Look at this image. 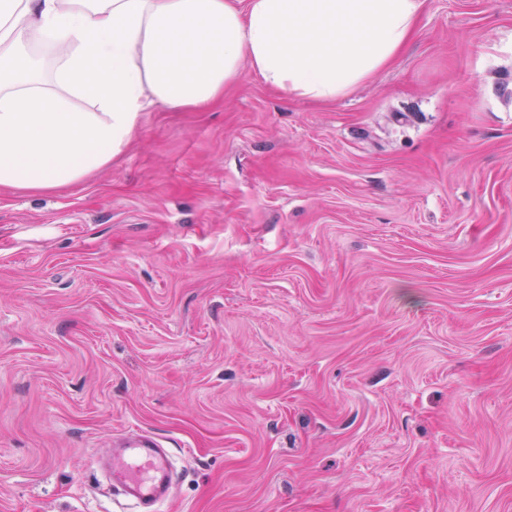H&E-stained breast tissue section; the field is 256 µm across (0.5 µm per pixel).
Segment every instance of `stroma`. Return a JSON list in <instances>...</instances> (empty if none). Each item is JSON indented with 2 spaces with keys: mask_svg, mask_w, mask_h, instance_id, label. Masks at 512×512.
Wrapping results in <instances>:
<instances>
[{
  "mask_svg": "<svg viewBox=\"0 0 512 512\" xmlns=\"http://www.w3.org/2000/svg\"><path fill=\"white\" fill-rule=\"evenodd\" d=\"M512 512V0H426L333 101L251 69L0 188V512ZM122 440L123 451L112 458L113 479L125 486L140 504L156 506L167 500L173 483L167 455L151 449L156 446L147 433L126 434Z\"/></svg>",
  "mask_w": 512,
  "mask_h": 512,
  "instance_id": "stroma-1",
  "label": "stroma"
}]
</instances>
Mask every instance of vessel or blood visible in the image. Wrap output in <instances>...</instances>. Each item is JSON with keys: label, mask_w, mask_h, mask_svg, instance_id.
Listing matches in <instances>:
<instances>
[{"label": "vessel or blood", "mask_w": 512, "mask_h": 512, "mask_svg": "<svg viewBox=\"0 0 512 512\" xmlns=\"http://www.w3.org/2000/svg\"><path fill=\"white\" fill-rule=\"evenodd\" d=\"M124 449L112 458V477L125 486L142 504L158 505L165 501L173 483L167 455L153 448L148 434L123 437Z\"/></svg>", "instance_id": "1"}]
</instances>
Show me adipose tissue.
<instances>
[{"mask_svg": "<svg viewBox=\"0 0 512 512\" xmlns=\"http://www.w3.org/2000/svg\"><path fill=\"white\" fill-rule=\"evenodd\" d=\"M424 4L0 0V187L79 182L122 151L142 113L207 109L246 64L285 94L339 98L395 58ZM37 36L61 49L50 87L27 53Z\"/></svg>", "mask_w": 512, "mask_h": 512, "instance_id": "ef3b65f1", "label": "adipose tissue"}]
</instances>
